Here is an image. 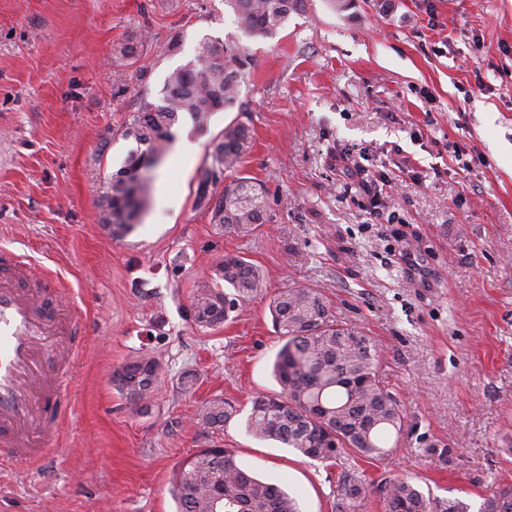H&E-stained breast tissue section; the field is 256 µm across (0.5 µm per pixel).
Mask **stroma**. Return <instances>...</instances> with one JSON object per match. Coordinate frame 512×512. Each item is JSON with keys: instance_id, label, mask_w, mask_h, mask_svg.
<instances>
[{"instance_id": "obj_1", "label": "stroma", "mask_w": 512, "mask_h": 512, "mask_svg": "<svg viewBox=\"0 0 512 512\" xmlns=\"http://www.w3.org/2000/svg\"><path fill=\"white\" fill-rule=\"evenodd\" d=\"M377 3L306 0L256 39L224 0H0V251L67 285L82 340L59 442L41 464L0 461V512H176L175 467L211 445L301 512H335L344 472L371 484L367 512H385L378 487L403 475L470 512L512 485V0ZM144 32L143 78L116 81L132 64L120 47ZM205 39L243 51L238 103L201 130L180 115L173 133L195 153L175 168L162 158L136 227L112 237L100 197L135 146L116 131ZM237 123L253 136L239 173L265 185L271 215L247 237L195 202ZM349 150L370 174L408 173L380 215L342 172ZM404 249L431 287L409 277ZM227 254L268 289L226 326H196L191 298ZM298 285L373 338L407 415L386 456L330 465L247 432L253 397L278 389L268 303ZM139 356L160 370L135 403L112 376ZM216 397L239 413L213 433L197 417Z\"/></svg>"}]
</instances>
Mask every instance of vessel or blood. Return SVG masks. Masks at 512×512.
I'll use <instances>...</instances> for the list:
<instances>
[{"label": "vessel or blood", "mask_w": 512, "mask_h": 512, "mask_svg": "<svg viewBox=\"0 0 512 512\" xmlns=\"http://www.w3.org/2000/svg\"><path fill=\"white\" fill-rule=\"evenodd\" d=\"M18 255L0 252V458L39 462L69 407L63 372L77 355V307L64 288L40 294ZM57 356L46 368L44 352Z\"/></svg>", "instance_id": "b4317fda"}]
</instances>
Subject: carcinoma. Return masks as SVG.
<instances>
[{"label": "carcinoma", "mask_w": 512, "mask_h": 512, "mask_svg": "<svg viewBox=\"0 0 512 512\" xmlns=\"http://www.w3.org/2000/svg\"><path fill=\"white\" fill-rule=\"evenodd\" d=\"M224 6L245 24L254 38H270L305 0H224ZM247 60L240 50L216 40L199 44L195 58L167 76L160 103H144L123 125L121 136L133 139L123 166L112 175L102 195L103 221L112 236L132 231L142 209L143 183L133 184L128 170L143 155L161 159L179 114L192 116L202 128L211 113L233 108L239 98ZM248 126L224 130L212 151L211 164L200 177L197 205L210 222L246 236L269 221L263 184L236 172L251 147ZM265 288L261 270L241 255L227 254L210 281L197 288L191 302L193 320L215 329L230 322ZM272 322L283 344L274 361L279 391L252 400L245 426L260 439L277 441L302 456L335 462L345 453L377 459L388 452L390 437L400 436L406 414L379 376V355L373 339L341 321L315 288H282L269 303ZM132 372L114 381L126 396L144 401L153 395L159 372L150 357L130 360ZM238 415L228 401L212 400L199 422L212 431ZM387 512H468L459 498L425 495L413 479H390L381 487ZM177 512H299L297 500L274 482L260 480L238 464L229 448H203L173 474ZM370 489L346 473L336 484V512H365ZM480 512H512V487H499Z\"/></svg>", "instance_id": "carcinoma-1"}]
</instances>
